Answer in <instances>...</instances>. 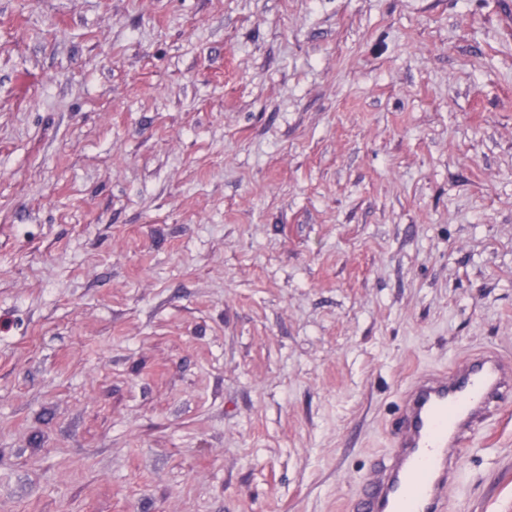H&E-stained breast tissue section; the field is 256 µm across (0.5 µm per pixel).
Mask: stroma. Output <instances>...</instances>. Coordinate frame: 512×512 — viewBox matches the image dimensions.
<instances>
[{
  "label": "stroma",
  "mask_w": 512,
  "mask_h": 512,
  "mask_svg": "<svg viewBox=\"0 0 512 512\" xmlns=\"http://www.w3.org/2000/svg\"><path fill=\"white\" fill-rule=\"evenodd\" d=\"M486 347L512 0H0V512H349ZM450 502L512 512V405Z\"/></svg>",
  "instance_id": "stroma-1"
}]
</instances>
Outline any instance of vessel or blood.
Returning a JSON list of instances; mask_svg holds the SVG:
<instances>
[{"mask_svg":"<svg viewBox=\"0 0 512 512\" xmlns=\"http://www.w3.org/2000/svg\"><path fill=\"white\" fill-rule=\"evenodd\" d=\"M512 398V358L484 348L405 390L391 446L366 474L354 512H448L473 435Z\"/></svg>","mask_w":512,"mask_h":512,"instance_id":"vessel-or-blood-1","label":"vessel or blood"}]
</instances>
